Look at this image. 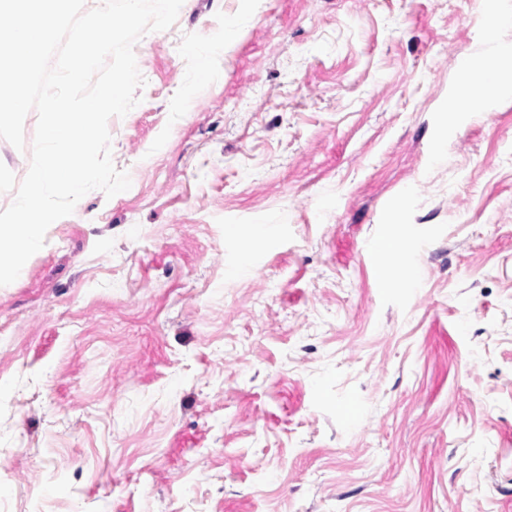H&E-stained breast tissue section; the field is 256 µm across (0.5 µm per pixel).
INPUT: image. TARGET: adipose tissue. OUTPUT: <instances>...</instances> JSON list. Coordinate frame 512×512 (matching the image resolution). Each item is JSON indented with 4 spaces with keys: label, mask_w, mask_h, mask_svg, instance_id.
<instances>
[{
    "label": "adipose tissue",
    "mask_w": 512,
    "mask_h": 512,
    "mask_svg": "<svg viewBox=\"0 0 512 512\" xmlns=\"http://www.w3.org/2000/svg\"><path fill=\"white\" fill-rule=\"evenodd\" d=\"M480 71L492 74L500 90L512 89V57H470L459 66L458 86L455 93L449 96L446 107L449 117L481 111V102H478L471 93L473 78Z\"/></svg>",
    "instance_id": "obj_1"
}]
</instances>
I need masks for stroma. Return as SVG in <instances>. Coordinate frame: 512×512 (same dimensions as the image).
<instances>
[{
  "mask_svg": "<svg viewBox=\"0 0 512 512\" xmlns=\"http://www.w3.org/2000/svg\"><path fill=\"white\" fill-rule=\"evenodd\" d=\"M493 2L188 0L135 43L130 188L0 287V512H512V91L444 110L512 56ZM478 71L492 74L500 91L511 89L512 57H470L461 62L457 89L448 97L446 112L450 118L456 117L459 113L481 111L483 103L478 102L473 95L477 98H489L497 94L492 79L486 73H478L472 85L474 75ZM378 249L383 252L394 254L397 257V267L401 279L406 285L414 286L417 284V277L411 267L407 264V257L401 255V242L398 238H387L377 244Z\"/></svg>",
  "mask_w": 512,
  "mask_h": 512,
  "instance_id": "obj_1",
  "label": "stroma"
}]
</instances>
